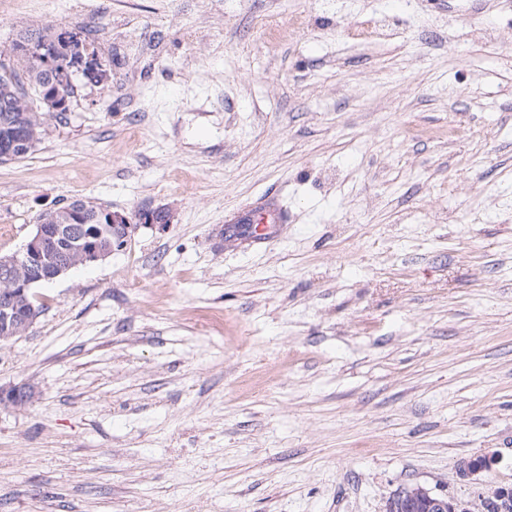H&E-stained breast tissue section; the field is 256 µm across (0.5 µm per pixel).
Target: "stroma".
<instances>
[{
    "label": "stroma",
    "instance_id": "obj_1",
    "mask_svg": "<svg viewBox=\"0 0 512 512\" xmlns=\"http://www.w3.org/2000/svg\"><path fill=\"white\" fill-rule=\"evenodd\" d=\"M47 24L112 79L0 162V255L76 198L131 226L0 344L40 394L0 404V512L512 485V0H0V53ZM267 191L279 238L220 240Z\"/></svg>",
    "mask_w": 512,
    "mask_h": 512
}]
</instances>
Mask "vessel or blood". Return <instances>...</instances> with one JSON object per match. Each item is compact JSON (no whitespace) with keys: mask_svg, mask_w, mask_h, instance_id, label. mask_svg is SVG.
<instances>
[{"mask_svg":"<svg viewBox=\"0 0 512 512\" xmlns=\"http://www.w3.org/2000/svg\"><path fill=\"white\" fill-rule=\"evenodd\" d=\"M288 214L272 195L257 197L224 219V239L228 242L259 240L268 242L278 237Z\"/></svg>","mask_w":512,"mask_h":512,"instance_id":"1","label":"vessel or blood"}]
</instances>
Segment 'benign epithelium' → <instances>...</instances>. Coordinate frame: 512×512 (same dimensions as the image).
Here are the masks:
<instances>
[{"instance_id": "1", "label": "benign epithelium", "mask_w": 512, "mask_h": 512, "mask_svg": "<svg viewBox=\"0 0 512 512\" xmlns=\"http://www.w3.org/2000/svg\"><path fill=\"white\" fill-rule=\"evenodd\" d=\"M56 43L66 46L68 57L72 58L70 68L72 76H77L83 70L88 69L99 73V83L109 79L108 72L99 55L92 52L88 44L82 42L74 33L60 29L57 32ZM18 54H24L33 61L45 66L52 64L53 49L44 42L31 38L18 43L8 53L0 56V68L7 70L11 61ZM102 233L98 225L90 227L89 231L81 234L71 249L72 259L68 266L87 265L98 261L102 257L100 240ZM49 259L47 243L45 240L43 225L36 226L35 232L27 239L22 250L4 262L3 268L10 269L23 266L32 270H38ZM39 317L38 311L31 309H18L16 307L0 309V322L5 327L11 328L13 334H25ZM33 397L35 391L29 386L14 387L8 391L0 392V402L11 405L19 396ZM512 489L504 486L484 488L477 493V499L470 503L450 498L446 495H436L423 486H415L391 496L385 505V512H488L491 505L508 498Z\"/></svg>"}]
</instances>
